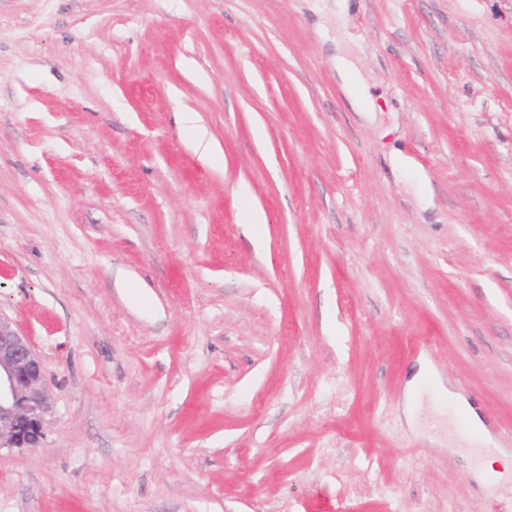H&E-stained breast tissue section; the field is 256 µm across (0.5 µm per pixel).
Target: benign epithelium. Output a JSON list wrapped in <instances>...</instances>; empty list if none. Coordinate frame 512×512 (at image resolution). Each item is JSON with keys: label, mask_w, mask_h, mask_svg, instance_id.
<instances>
[{"label": "benign epithelium", "mask_w": 512, "mask_h": 512, "mask_svg": "<svg viewBox=\"0 0 512 512\" xmlns=\"http://www.w3.org/2000/svg\"><path fill=\"white\" fill-rule=\"evenodd\" d=\"M48 408L40 357L0 318V448H37Z\"/></svg>", "instance_id": "7a95c632"}]
</instances>
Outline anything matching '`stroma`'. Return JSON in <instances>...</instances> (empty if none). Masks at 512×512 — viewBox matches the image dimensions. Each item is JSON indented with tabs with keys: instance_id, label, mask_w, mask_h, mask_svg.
Segmentation results:
<instances>
[{
	"instance_id": "35a3bbf8",
	"label": "stroma",
	"mask_w": 512,
	"mask_h": 512,
	"mask_svg": "<svg viewBox=\"0 0 512 512\" xmlns=\"http://www.w3.org/2000/svg\"><path fill=\"white\" fill-rule=\"evenodd\" d=\"M0 318V512H512V0H0ZM180 121L187 129L194 133L195 150L201 159L210 162L216 155H223L219 145L212 137L208 136L207 130L197 124V119L192 112H181ZM48 408L40 357L0 318V448H37ZM498 460L499 457L490 452L481 453L476 471L484 483L495 485L507 482L510 473L509 466L504 464L503 471L498 470L495 465Z\"/></svg>"
}]
</instances>
